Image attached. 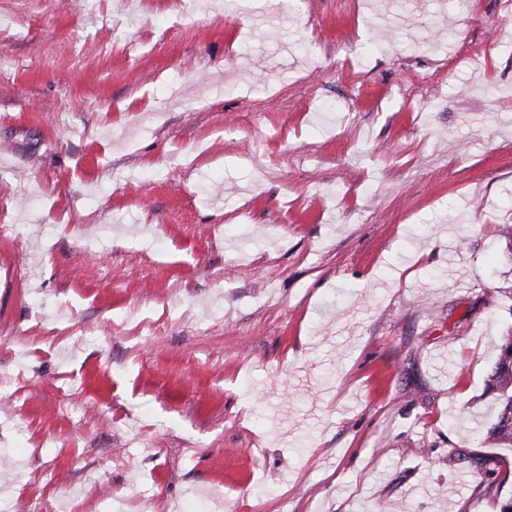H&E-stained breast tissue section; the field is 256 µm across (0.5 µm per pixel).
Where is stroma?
<instances>
[{
    "mask_svg": "<svg viewBox=\"0 0 512 512\" xmlns=\"http://www.w3.org/2000/svg\"><path fill=\"white\" fill-rule=\"evenodd\" d=\"M503 224L512 0H0V512H497Z\"/></svg>",
    "mask_w": 512,
    "mask_h": 512,
    "instance_id": "1",
    "label": "stroma"
}]
</instances>
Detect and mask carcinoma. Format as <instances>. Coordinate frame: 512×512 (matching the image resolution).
Masks as SVG:
<instances>
[{"instance_id":"cac0c4a2","label":"carcinoma","mask_w":512,"mask_h":512,"mask_svg":"<svg viewBox=\"0 0 512 512\" xmlns=\"http://www.w3.org/2000/svg\"><path fill=\"white\" fill-rule=\"evenodd\" d=\"M489 387L496 392L498 412L496 420L487 429V437L494 441L499 454L495 457L494 467L484 470L487 494L496 488L500 476L499 464H506L512 458V330L502 339Z\"/></svg>"}]
</instances>
